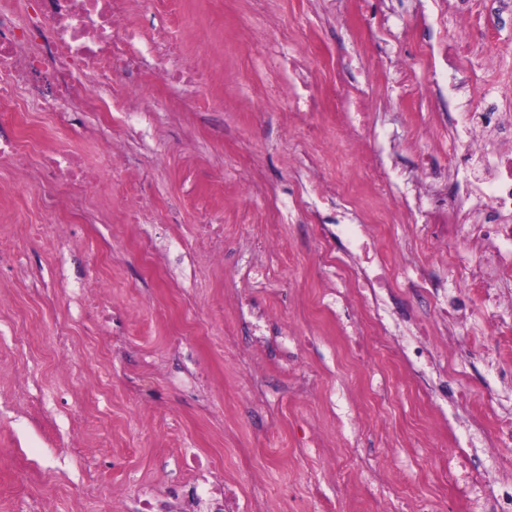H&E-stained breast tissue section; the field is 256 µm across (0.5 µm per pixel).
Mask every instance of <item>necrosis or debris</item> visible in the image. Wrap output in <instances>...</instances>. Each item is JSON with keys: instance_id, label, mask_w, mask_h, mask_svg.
I'll return each instance as SVG.
<instances>
[{"instance_id": "necrosis-or-debris-1", "label": "necrosis or debris", "mask_w": 512, "mask_h": 512, "mask_svg": "<svg viewBox=\"0 0 512 512\" xmlns=\"http://www.w3.org/2000/svg\"><path fill=\"white\" fill-rule=\"evenodd\" d=\"M130 0H35L36 20H22L8 8H0V103L13 102L17 93L33 100L68 107L83 98L87 90L110 89L111 101L102 111L126 112L142 86L131 76L143 71L161 72L164 79L180 88L188 109L212 112L216 106L207 96L215 82L214 73L186 64L169 68L168 62L179 43L167 31H158L149 53L132 49L139 33L130 29L124 17ZM288 74L297 94L293 110L311 115L320 108L312 87L313 65L305 57H291L278 65ZM448 143L452 147L444 192L429 195L430 215L438 223L463 232L464 243L476 242L489 254L487 266L469 270L463 285L479 291L485 303L499 306L494 284L512 279V266L496 258L512 252V114L499 102H485L481 111L465 112L448 122ZM43 180L39 187L41 206L52 211L60 193L80 202L88 185L99 178L85 154L73 142L58 141L41 162ZM387 222L384 215L371 225L338 227L336 237L345 248L357 249L362 258L351 277L357 289L358 310H366L379 290L398 284V276L376 259V244Z\"/></svg>"}]
</instances>
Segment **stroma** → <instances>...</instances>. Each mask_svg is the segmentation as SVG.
<instances>
[{"label": "stroma", "instance_id": "1", "mask_svg": "<svg viewBox=\"0 0 512 512\" xmlns=\"http://www.w3.org/2000/svg\"><path fill=\"white\" fill-rule=\"evenodd\" d=\"M457 0H275L287 36L265 45L267 17L255 0H180L167 22L186 62L219 69L220 112L187 111L181 91L145 72L141 135L125 146L112 174L95 158L99 180L82 200L80 223L70 203L56 214L39 205L38 158L19 187L0 162V512H136L151 490L167 512L173 483L205 476L237 488L239 512L255 497L274 512H377L366 490L369 475L404 472L417 490L447 512L467 501L440 477L449 460L464 458L512 481V443L496 428L512 422V353H499L487 334L512 339V290L488 315L479 298L449 288L448 309L465 322L450 343L435 347L427 382L409 372L402 347L434 304L409 288L384 292L386 327L370 344L387 346L389 365H353L337 334L355 320L350 283H337V265L350 257L334 232L363 224L373 209L399 203L409 221L388 225L380 257L423 264L439 275L447 263L422 249L427 212L415 206V177L424 153L448 168V116L459 101L421 104L401 92L399 59H414L421 40H437L446 18L455 41L466 30ZM472 20L495 27L491 48L470 47L466 68L445 62L417 70L421 84L465 86L470 111L484 98L512 101V14L491 16L471 0ZM313 61L323 100L315 120L336 122V79L345 63L367 52L378 68L362 90L372 101L363 149L338 154L328 142L285 132L287 95L269 90L275 52ZM10 137L51 145L123 140L120 113H64L38 103L0 121ZM395 174L389 196L367 205L346 203L334 187L373 161ZM135 179L140 221L127 223L125 178ZM223 211L224 235L214 241L222 263L194 249L205 212ZM64 246H57V236ZM276 237L281 247L268 249ZM109 282L106 315L77 293L88 266ZM261 268L264 281L252 272ZM71 338L58 349V331ZM99 376L91 388L70 379L63 365ZM27 379L34 398L15 396ZM313 399H300L303 383ZM199 457L203 472L184 469ZM262 472L255 492L251 472Z\"/></svg>", "mask_w": 512, "mask_h": 512}]
</instances>
